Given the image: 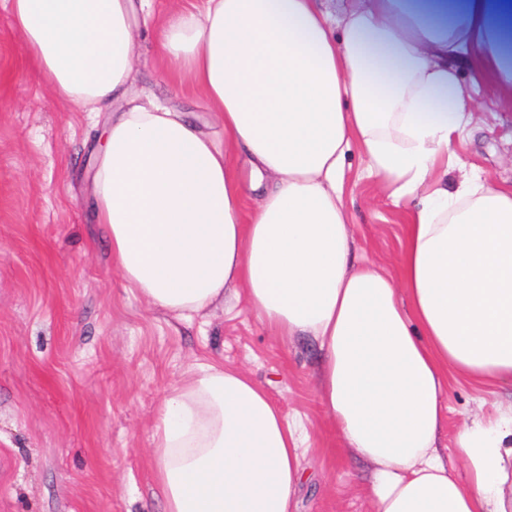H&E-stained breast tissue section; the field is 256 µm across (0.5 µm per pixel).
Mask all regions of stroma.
I'll return each mask as SVG.
<instances>
[{"instance_id":"1","label":"stroma","mask_w":512,"mask_h":512,"mask_svg":"<svg viewBox=\"0 0 512 512\" xmlns=\"http://www.w3.org/2000/svg\"><path fill=\"white\" fill-rule=\"evenodd\" d=\"M204 0H151L133 25L130 96L169 103L224 128L188 78L171 69L160 24ZM474 99L456 135L463 168L512 183V97L459 58L448 60ZM0 512H164L152 474V427L165 393L194 362L242 370L286 419L301 421L306 479L298 512H373L368 462L338 449L318 400L310 341H283L245 302L218 303L192 321L154 307L112 264L89 205L97 137L111 106L65 103L25 62L22 33L0 0ZM344 202L355 250L394 272L407 214L352 150ZM441 436L453 448L463 427L512 407V382L452 385Z\"/></svg>"}]
</instances>
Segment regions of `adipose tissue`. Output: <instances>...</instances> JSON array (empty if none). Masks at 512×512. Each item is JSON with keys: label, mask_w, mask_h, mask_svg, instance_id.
<instances>
[{"label": "adipose tissue", "mask_w": 512, "mask_h": 512, "mask_svg": "<svg viewBox=\"0 0 512 512\" xmlns=\"http://www.w3.org/2000/svg\"><path fill=\"white\" fill-rule=\"evenodd\" d=\"M150 0H8L25 60L75 107L113 113L90 203L112 263L189 319L242 289L279 336L319 349L320 400L374 466V512H512V408L439 446L452 381L512 380V188L434 180L472 98L466 58L512 94V50L485 17L512 0H364L334 34L331 0H206L163 23L162 48L209 102L223 140L186 112L126 104L132 20ZM360 146L394 200L421 196L395 274L354 262L343 200ZM244 156L241 178L234 156ZM303 426L243 372L203 362L163 399L152 444L165 512H293Z\"/></svg>", "instance_id": "adipose-tissue-1"}]
</instances>
